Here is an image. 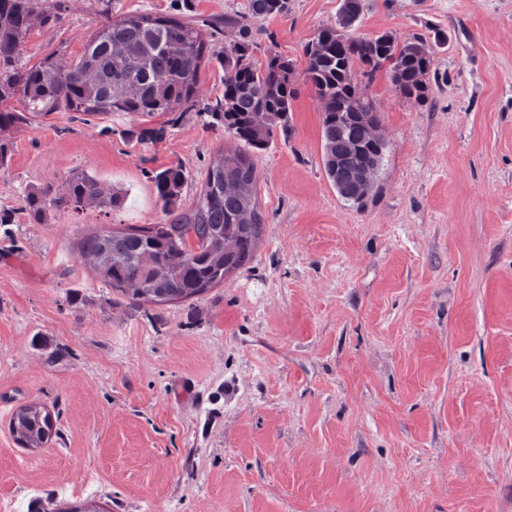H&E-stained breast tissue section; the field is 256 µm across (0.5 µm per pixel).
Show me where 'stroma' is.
Instances as JSON below:
<instances>
[{
    "mask_svg": "<svg viewBox=\"0 0 512 512\" xmlns=\"http://www.w3.org/2000/svg\"><path fill=\"white\" fill-rule=\"evenodd\" d=\"M172 0H61L22 47L28 65L81 55L127 14ZM340 0H290L250 19L253 58L304 70ZM448 36L430 100L388 71L353 81L386 142L364 207L324 170L323 104L298 81L293 134L253 154L263 234L224 284L179 304H132L78 244L165 221L150 173L182 166L190 207L236 140L176 110L153 119L60 108L0 132V402L50 410L56 436L20 447L0 417V505L62 512H512V0H363L370 40ZM88 172L119 209L63 204ZM47 190L45 223L25 191Z\"/></svg>",
    "mask_w": 512,
    "mask_h": 512,
    "instance_id": "stroma-1",
    "label": "stroma"
}]
</instances>
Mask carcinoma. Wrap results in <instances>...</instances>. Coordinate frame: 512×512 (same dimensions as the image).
I'll return each mask as SVG.
<instances>
[{
  "label": "carcinoma",
  "mask_w": 512,
  "mask_h": 512,
  "mask_svg": "<svg viewBox=\"0 0 512 512\" xmlns=\"http://www.w3.org/2000/svg\"><path fill=\"white\" fill-rule=\"evenodd\" d=\"M41 0H0V128L25 125L28 113L3 105L20 96L31 112L47 114L63 105L73 112L107 115L132 112L163 115L178 108L195 110L224 126L244 145L224 153L206 172L203 187L191 205L181 207L185 182L182 167H170L150 176L165 224L127 226L118 231L125 245L113 244V231L93 232L80 241V252L90 267L112 290L141 303L174 304L198 296L226 279L252 258L263 232L257 203L256 170L251 152L265 150L275 135L288 141L292 132V102L298 75L293 61L271 56L263 65L249 55V17L288 14L285 0H247L245 12L210 23L213 28L232 24L238 39L224 46L216 62L224 71V95L210 103L197 99L202 64L210 61L202 29L186 18L138 13L113 20L85 44L77 61L65 66L47 57L29 67L21 48L31 31V18L47 23L51 14ZM361 0H341L332 26L323 28L307 47L303 79L310 82L324 104L321 137L325 172L339 196L359 207L355 191L342 185L336 173L339 154L362 152L378 155L373 171L381 168L385 142L377 134L378 119L366 102L354 111L352 121L361 128L356 140L338 142L336 121L341 107L358 92L352 81L355 65L373 73L388 65L396 88L409 99L425 103L430 98L428 75L436 51L448 40L436 34L399 41L384 32L371 40L345 38L361 16ZM168 119L158 127L130 131L140 142L157 143ZM26 206L32 221H46L45 192L29 189ZM120 192L103 189L90 175L74 177L62 202L75 209L120 207ZM198 242L193 249L189 240ZM15 441L37 449L52 438L51 413L37 405L20 407L10 422Z\"/></svg>",
  "instance_id": "carcinoma-1"
}]
</instances>
